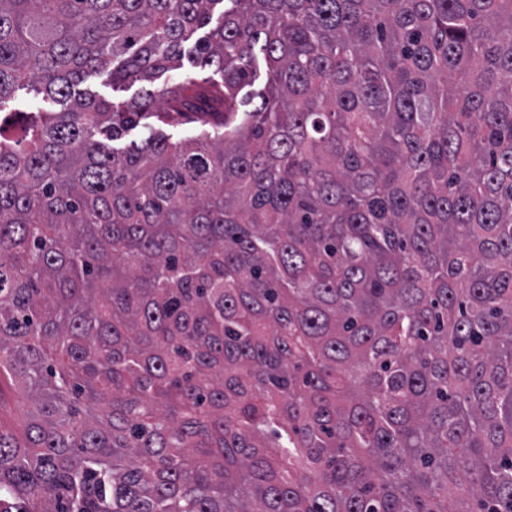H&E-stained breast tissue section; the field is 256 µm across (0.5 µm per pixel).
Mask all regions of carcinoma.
<instances>
[{
    "label": "carcinoma",
    "instance_id": "carcinoma-1",
    "mask_svg": "<svg viewBox=\"0 0 512 512\" xmlns=\"http://www.w3.org/2000/svg\"><path fill=\"white\" fill-rule=\"evenodd\" d=\"M3 112L0 512H512V0H0ZM111 69L112 68L109 67L105 72L89 76L76 90L87 94V97L89 96L88 94L95 95L97 98H104L111 102L112 96H114L115 100L120 102L131 103L135 101L136 97L139 95L140 87L144 83L137 82L134 85H125L124 91L118 89L112 92V77L109 75ZM22 411L21 404L17 398L14 387L9 385L6 381L2 386V399L0 407V415L6 425L11 424L16 420Z\"/></svg>",
    "mask_w": 512,
    "mask_h": 512
}]
</instances>
